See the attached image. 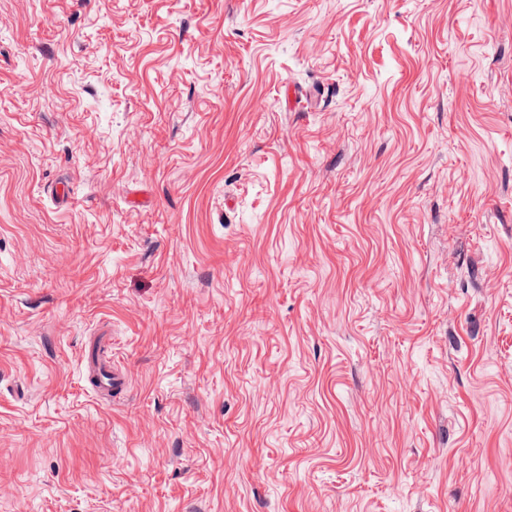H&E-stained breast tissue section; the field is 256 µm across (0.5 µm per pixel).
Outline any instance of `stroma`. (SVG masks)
Segmentation results:
<instances>
[{"mask_svg": "<svg viewBox=\"0 0 512 512\" xmlns=\"http://www.w3.org/2000/svg\"><path fill=\"white\" fill-rule=\"evenodd\" d=\"M0 512H512V0H0ZM87 372L96 396L102 401L119 397L128 388V378L124 370L112 363V367L103 361L98 348L89 346L85 351Z\"/></svg>", "mask_w": 512, "mask_h": 512, "instance_id": "obj_1", "label": "stroma"}]
</instances>
